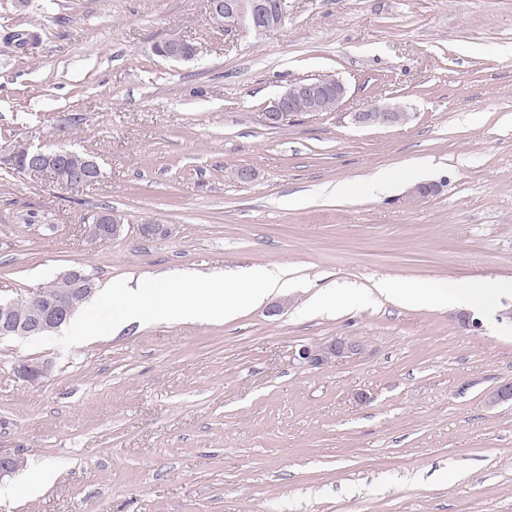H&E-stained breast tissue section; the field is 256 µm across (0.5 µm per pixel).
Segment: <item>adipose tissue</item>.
I'll use <instances>...</instances> for the list:
<instances>
[{
  "mask_svg": "<svg viewBox=\"0 0 512 512\" xmlns=\"http://www.w3.org/2000/svg\"><path fill=\"white\" fill-rule=\"evenodd\" d=\"M380 290L404 306L450 304L483 310L502 292L512 291V282L444 281L403 285L389 279L381 281ZM105 297L112 304L108 323H101L94 317H73L71 325L77 335L91 339L99 336L103 329L118 332L148 320L194 322L204 318L220 322L263 300L261 293L247 285L226 279H211L203 284L157 281L137 287L126 281H115L107 288Z\"/></svg>",
  "mask_w": 512,
  "mask_h": 512,
  "instance_id": "1",
  "label": "adipose tissue"
}]
</instances>
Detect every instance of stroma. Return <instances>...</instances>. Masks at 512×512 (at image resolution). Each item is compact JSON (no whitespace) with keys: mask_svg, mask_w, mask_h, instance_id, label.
I'll use <instances>...</instances> for the list:
<instances>
[{"mask_svg":"<svg viewBox=\"0 0 512 512\" xmlns=\"http://www.w3.org/2000/svg\"><path fill=\"white\" fill-rule=\"evenodd\" d=\"M21 31L37 44L8 46ZM173 35L193 60L155 54ZM327 75L348 87L337 111L266 124L289 83ZM374 102L412 118L353 126ZM19 146L93 154L102 175L20 173ZM388 169L443 189L410 205L404 182L332 192ZM106 208L125 231L91 242L84 219ZM260 266L288 290L228 321L0 338V448L53 471L0 512H512V404L484 402L512 381V294L472 329L458 307L377 291L512 281V0H288L260 35L212 26L204 0H0V295L82 268L93 315L115 280L230 274L259 290ZM328 288L351 306L310 310ZM336 336L360 353L297 360ZM41 356L48 378L15 374Z\"/></svg>","mask_w":512,"mask_h":512,"instance_id":"obj_1","label":"stroma"}]
</instances>
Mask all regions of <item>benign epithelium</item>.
Instances as JSON below:
<instances>
[{"mask_svg": "<svg viewBox=\"0 0 512 512\" xmlns=\"http://www.w3.org/2000/svg\"><path fill=\"white\" fill-rule=\"evenodd\" d=\"M208 15H223L220 19L225 32L250 29L256 33L267 32L283 26L285 15L281 5L274 0H205ZM197 48L184 38L175 35L164 41V57L173 61H186L195 57ZM321 95L320 87L305 80L294 82L281 92L265 112V122L280 126L294 117L295 105L306 101L316 106ZM410 113L394 109L387 104L373 103L352 115V122L358 127L397 126L408 122ZM66 154L40 148L31 149L23 158L14 157L15 165L22 172L47 176L65 186H86L99 177L100 165L92 155L82 156L74 166L64 161ZM442 185L436 182L419 183L408 189L404 202L438 194ZM125 229L124 217L110 211H100L87 220L86 232L90 241L104 242L122 235ZM66 278L74 291L91 296L96 291L92 277L80 269L71 270ZM69 300L56 297L47 299L43 292L27 298L0 300V337L12 336L30 338L45 336L57 330L67 319ZM360 351L356 341L346 337L302 346L296 359L311 366L322 367L336 364ZM54 366L49 358L36 357L17 368L19 377L36 382L46 377ZM512 403V382L501 384L485 395L489 408ZM24 464L23 456L17 451H0V479L19 471Z\"/></svg>", "mask_w": 512, "mask_h": 512, "instance_id": "benign-epithelium-1", "label": "benign epithelium"}]
</instances>
